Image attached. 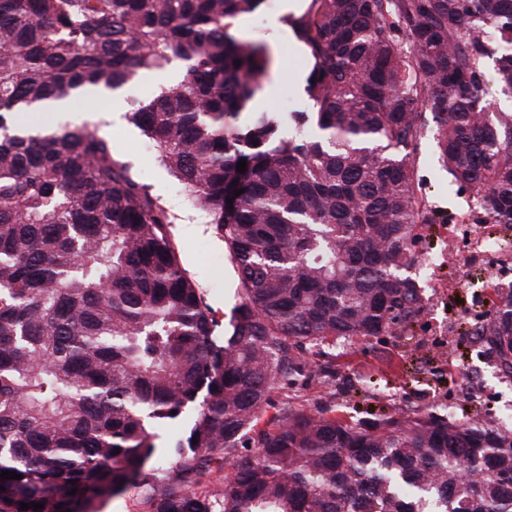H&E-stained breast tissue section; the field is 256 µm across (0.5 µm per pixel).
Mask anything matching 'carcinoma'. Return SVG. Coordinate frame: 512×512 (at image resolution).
Here are the masks:
<instances>
[{"label":"carcinoma","instance_id":"obj_1","mask_svg":"<svg viewBox=\"0 0 512 512\" xmlns=\"http://www.w3.org/2000/svg\"><path fill=\"white\" fill-rule=\"evenodd\" d=\"M262 3L0 0V472L23 475L0 479V512H83L140 485L151 512H512L507 428L434 408L266 415L307 353L421 314L408 270L453 220L421 194L428 123L475 200L458 220L512 232V112L489 110L481 80L493 63L512 97V0H308L286 24L314 111L286 123L250 106L269 48L231 31ZM177 61L128 118L229 249L240 301L222 336L167 208L111 141L19 121ZM495 295L473 335L512 373V288ZM187 408L160 469L155 429ZM227 460L222 490L203 489Z\"/></svg>","mask_w":512,"mask_h":512}]
</instances>
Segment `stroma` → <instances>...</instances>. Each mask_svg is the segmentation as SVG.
Returning a JSON list of instances; mask_svg holds the SVG:
<instances>
[{
    "mask_svg": "<svg viewBox=\"0 0 512 512\" xmlns=\"http://www.w3.org/2000/svg\"><path fill=\"white\" fill-rule=\"evenodd\" d=\"M284 4L285 0H264L258 14L241 18L238 30L244 40L267 43L276 54L277 64L267 76L274 84L270 111L308 112L311 100L296 90L303 60L288 28L270 26ZM97 129L111 140L114 154L129 165L134 178L164 202L173 217L171 230L181 263L213 316L220 325H227L236 303L237 273L208 214L191 205L184 189L147 150L145 136L133 124L101 123ZM417 172L423 195L437 210L458 215L472 209V195L449 187L437 163L433 129L423 133ZM430 232L428 262L418 269L425 285L424 309L411 335L326 347L324 355L309 356V376L288 390H275L274 402L286 399L300 409L324 403L333 415L353 420L370 413L435 407L472 421L512 426V375L504 374L486 344L471 334L479 313L469 287L477 278L485 283L512 279V260L449 264V252L463 247L462 238L451 235L444 224L432 225ZM326 360L336 370L329 384L316 372Z\"/></svg>",
    "mask_w": 512,
    "mask_h": 512,
    "instance_id": "35a3bbf8",
    "label": "stroma"
}]
</instances>
